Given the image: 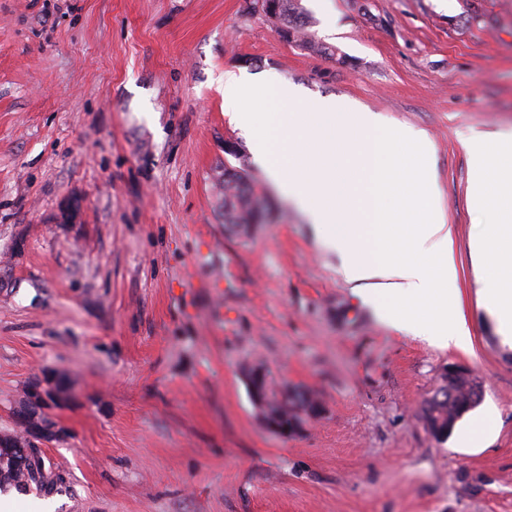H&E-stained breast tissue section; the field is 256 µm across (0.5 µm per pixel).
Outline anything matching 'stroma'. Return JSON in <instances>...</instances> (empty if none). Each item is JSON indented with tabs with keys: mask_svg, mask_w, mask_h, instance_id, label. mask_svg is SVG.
Masks as SVG:
<instances>
[{
	"mask_svg": "<svg viewBox=\"0 0 512 512\" xmlns=\"http://www.w3.org/2000/svg\"><path fill=\"white\" fill-rule=\"evenodd\" d=\"M312 53L256 0H0V434L47 373L51 512H512V346L481 298L463 139L512 131V0H300ZM424 131L471 341L382 322L224 114V72ZM266 204L224 222V168ZM480 404L422 421L445 367ZM324 411L284 437L249 370ZM492 423L467 442L470 424ZM442 377L448 379V381L452 379H466L474 381L472 396L468 407L469 410L475 408L481 402L483 397L482 388L470 370L461 367H449L443 370Z\"/></svg>",
	"mask_w": 512,
	"mask_h": 512,
	"instance_id": "obj_1",
	"label": "stroma"
}]
</instances>
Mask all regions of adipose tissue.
I'll list each match as a JSON object with an SVG mask.
<instances>
[{
    "instance_id": "obj_1",
    "label": "adipose tissue",
    "mask_w": 512,
    "mask_h": 512,
    "mask_svg": "<svg viewBox=\"0 0 512 512\" xmlns=\"http://www.w3.org/2000/svg\"><path fill=\"white\" fill-rule=\"evenodd\" d=\"M463 146L472 160L471 199L495 216L474 240L486 266L484 302L503 342L512 344V133L493 142L473 137Z\"/></svg>"
}]
</instances>
